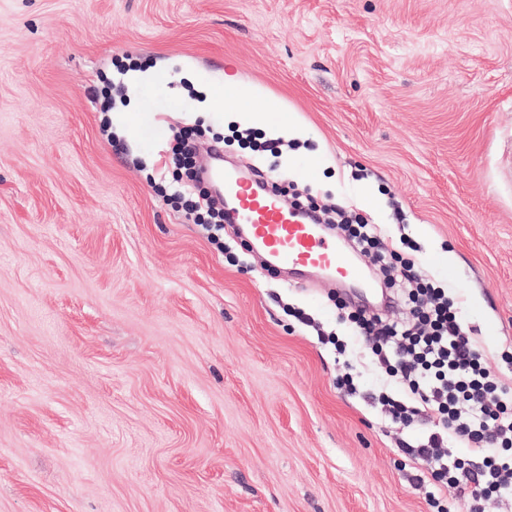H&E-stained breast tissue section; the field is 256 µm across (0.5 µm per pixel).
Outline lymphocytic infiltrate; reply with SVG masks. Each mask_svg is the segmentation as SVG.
<instances>
[{"instance_id":"f902f5d3","label":"lymphocytic infiltrate","mask_w":512,"mask_h":512,"mask_svg":"<svg viewBox=\"0 0 512 512\" xmlns=\"http://www.w3.org/2000/svg\"><path fill=\"white\" fill-rule=\"evenodd\" d=\"M415 321L400 329L376 319H359L360 335L376 337L380 345L396 344L407 360L379 361L404 384L408 401L389 400V412L427 413L447 422L456 438L474 452L489 445L512 443V410L490 379L487 360L456 320L453 303L437 289L417 283L410 291Z\"/></svg>"}]
</instances>
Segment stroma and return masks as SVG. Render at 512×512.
Returning <instances> with one entry per match:
<instances>
[{
  "label": "stroma",
  "mask_w": 512,
  "mask_h": 512,
  "mask_svg": "<svg viewBox=\"0 0 512 512\" xmlns=\"http://www.w3.org/2000/svg\"><path fill=\"white\" fill-rule=\"evenodd\" d=\"M228 76L300 136L190 120ZM190 129L373 225L512 388V0H0V512H470L414 481L441 426L388 418L404 391L349 320L411 324L403 288L344 233L373 295L211 243ZM444 445V436L440 433H433L424 444L417 448H406L407 453L414 462L429 461L432 458H442L441 448Z\"/></svg>",
  "instance_id": "obj_1"
}]
</instances>
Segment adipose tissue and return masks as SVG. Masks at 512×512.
<instances>
[{
  "label": "adipose tissue",
  "mask_w": 512,
  "mask_h": 512,
  "mask_svg": "<svg viewBox=\"0 0 512 512\" xmlns=\"http://www.w3.org/2000/svg\"><path fill=\"white\" fill-rule=\"evenodd\" d=\"M230 89L235 94V100L228 103L224 100L223 87H208L204 101L205 110L224 111L228 113L230 121H245L266 132L282 129L280 108L275 101L258 100L249 89L237 83L232 84Z\"/></svg>",
  "instance_id": "obj_1"
}]
</instances>
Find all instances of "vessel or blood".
<instances>
[{
  "mask_svg": "<svg viewBox=\"0 0 512 512\" xmlns=\"http://www.w3.org/2000/svg\"><path fill=\"white\" fill-rule=\"evenodd\" d=\"M220 152L213 149L201 169L223 180L230 200L225 213L230 223L247 229L251 240L270 258L274 267L288 271L311 268L330 277L351 278L355 270L334 242L320 232L305 211L289 206L271 191H259L255 182L225 176Z\"/></svg>",
  "mask_w": 512,
  "mask_h": 512,
  "instance_id": "obj_1",
  "label": "vessel or blood"
}]
</instances>
